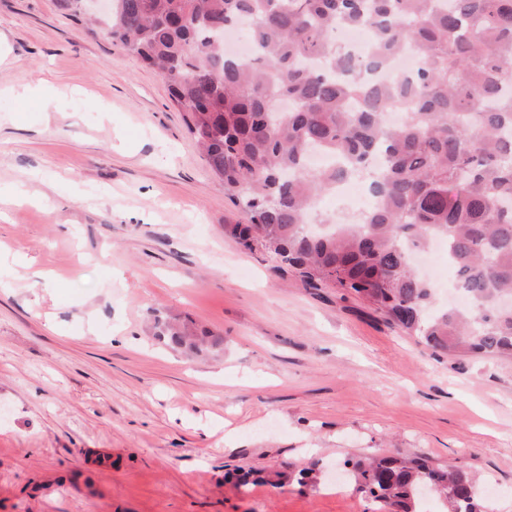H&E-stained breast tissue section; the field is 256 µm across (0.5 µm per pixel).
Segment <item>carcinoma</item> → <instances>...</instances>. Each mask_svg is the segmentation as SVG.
I'll list each match as a JSON object with an SVG mask.
<instances>
[{
  "label": "carcinoma",
  "instance_id": "1",
  "mask_svg": "<svg viewBox=\"0 0 512 512\" xmlns=\"http://www.w3.org/2000/svg\"><path fill=\"white\" fill-rule=\"evenodd\" d=\"M95 21L166 80L205 161L240 204L230 225L244 247L308 284L353 293L434 351L512 359V0H112ZM248 25L257 59L224 52ZM339 26L368 29V56L340 52ZM400 50L401 79L370 78ZM408 111L386 118L392 100ZM333 156L305 168L313 152ZM369 176L374 206L360 224L306 229L315 197ZM445 242L469 308H435V284L409 256ZM152 335L188 360L215 359L224 337L155 312ZM373 512H488L479 481L453 464L386 452L343 461ZM299 469L228 471L237 489L318 483Z\"/></svg>",
  "mask_w": 512,
  "mask_h": 512
}]
</instances>
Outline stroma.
I'll return each instance as SVG.
<instances>
[{
    "label": "stroma",
    "instance_id": "obj_1",
    "mask_svg": "<svg viewBox=\"0 0 512 512\" xmlns=\"http://www.w3.org/2000/svg\"><path fill=\"white\" fill-rule=\"evenodd\" d=\"M0 512H368L339 479L225 483L402 449L512 512V362L435 354L274 272L166 82L57 0H0ZM224 334L188 361L151 312ZM320 472L319 462L312 461L299 469L285 470H244L242 468L224 474L225 482L232 483L237 489H247L255 484H267L274 488L282 487L286 482H295L300 487H316Z\"/></svg>",
    "mask_w": 512,
    "mask_h": 512
}]
</instances>
